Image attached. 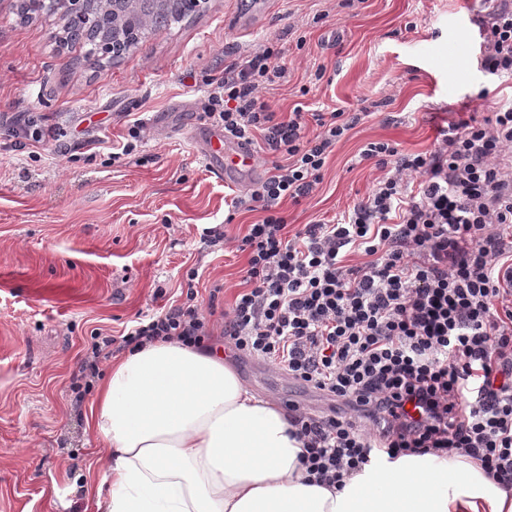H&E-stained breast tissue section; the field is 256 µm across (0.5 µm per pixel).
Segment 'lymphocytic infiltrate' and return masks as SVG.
Returning a JSON list of instances; mask_svg holds the SVG:
<instances>
[{
  "label": "lymphocytic infiltrate",
  "instance_id": "lymphocytic-infiltrate-1",
  "mask_svg": "<svg viewBox=\"0 0 512 512\" xmlns=\"http://www.w3.org/2000/svg\"><path fill=\"white\" fill-rule=\"evenodd\" d=\"M272 45L225 67L201 116L225 136L262 135L268 176L238 197L262 212L236 248L246 290L224 314V347L271 363L342 404L291 408L313 482L343 480L403 455L458 456L512 488V106L462 121L433 150L402 155L367 143L381 169L341 222L289 230L279 207L313 193L337 142L367 117L294 108L277 116L262 95L286 74ZM481 65L512 77V0L483 27ZM318 131L306 135L308 122ZM208 320L194 291L138 319L121 337L95 335L80 376L95 377L113 344L202 345Z\"/></svg>",
  "mask_w": 512,
  "mask_h": 512
}]
</instances>
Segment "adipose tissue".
Instances as JSON below:
<instances>
[{
	"mask_svg": "<svg viewBox=\"0 0 512 512\" xmlns=\"http://www.w3.org/2000/svg\"><path fill=\"white\" fill-rule=\"evenodd\" d=\"M105 443L89 486L98 512H512L465 458L405 455L342 488L309 482L289 416L210 349L126 351L85 413Z\"/></svg>",
	"mask_w": 512,
	"mask_h": 512,
	"instance_id": "obj_1",
	"label": "adipose tissue"
}]
</instances>
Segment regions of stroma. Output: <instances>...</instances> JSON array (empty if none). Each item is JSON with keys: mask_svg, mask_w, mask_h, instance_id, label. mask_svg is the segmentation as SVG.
<instances>
[{"mask_svg": "<svg viewBox=\"0 0 512 512\" xmlns=\"http://www.w3.org/2000/svg\"><path fill=\"white\" fill-rule=\"evenodd\" d=\"M488 11L484 0H201L181 23L91 68L84 45L61 44L59 15L25 18L17 0H0V133L29 118L60 133L0 151V512H96L86 485L102 442L72 393L92 332L120 336L192 286L214 306L208 347L224 346L223 313L247 256L203 237L215 227L243 236L262 215L232 203L251 178L225 186L201 154L209 82L276 38L288 74L263 95L279 115L368 109L316 190L281 206L294 229L334 222L381 175L359 158L367 143L427 151L453 122L512 102V81L481 67ZM138 118L148 123L139 152L112 162ZM230 362L280 408L331 405L262 361Z\"/></svg>", "mask_w": 512, "mask_h": 512, "instance_id": "obj_1", "label": "stroma"}]
</instances>
